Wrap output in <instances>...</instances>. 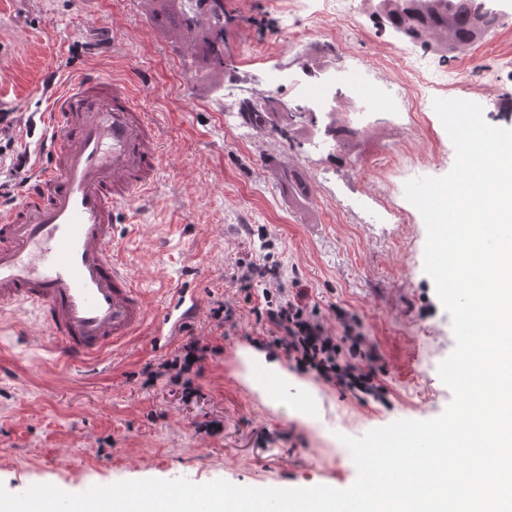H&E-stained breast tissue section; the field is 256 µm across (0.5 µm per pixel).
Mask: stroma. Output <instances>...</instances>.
Wrapping results in <instances>:
<instances>
[{
	"label": "stroma",
	"instance_id": "1",
	"mask_svg": "<svg viewBox=\"0 0 512 512\" xmlns=\"http://www.w3.org/2000/svg\"><path fill=\"white\" fill-rule=\"evenodd\" d=\"M178 2L0 0V139L44 108L39 87L57 72L130 79L157 121L163 159L152 196L118 217L132 227L118 255L151 312L164 309L170 288L199 299L171 344L132 342L110 354L112 367L101 374L60 362L34 313L0 319V485L11 493L146 479L345 489L358 471L344 437L437 418L452 400L438 367L455 338L424 271L423 217L393 195L406 213L396 223L379 201L393 194L399 158L418 163L422 178L452 169L455 149L434 100L477 103L488 124L512 130V71L501 67L512 58V0H496V27L450 61L381 27L370 0H334L332 11L324 0H297L286 13L273 0H224L233 17L226 73L206 64L200 40L159 19ZM319 46L340 82L362 61H377L372 80L386 94L347 156L292 150L277 134L225 122V102L266 92L287 99L270 88L265 69L302 71ZM399 52L447 73V85L418 98L414 76L389 64ZM408 104L414 113L401 114ZM288 169L302 190L289 187ZM261 248L281 262L285 288H306L328 325L338 308L359 318L380 359L385 401L292 369L252 315L216 330L215 301L240 298L229 279L236 261ZM193 335L224 349L196 379V394L165 377L148 380L145 367L173 357ZM239 347L308 394L318 412L267 400L246 363L225 375V356ZM57 457L69 466L56 467Z\"/></svg>",
	"mask_w": 512,
	"mask_h": 512
}]
</instances>
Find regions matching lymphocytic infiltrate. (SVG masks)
Segmentation results:
<instances>
[{"label": "lymphocytic infiltrate", "instance_id": "f902f5d3", "mask_svg": "<svg viewBox=\"0 0 512 512\" xmlns=\"http://www.w3.org/2000/svg\"><path fill=\"white\" fill-rule=\"evenodd\" d=\"M231 281L239 291L262 290L261 302L251 309L256 323L265 325L273 345L281 348L289 362L303 372H315L330 386L380 398L384 387L377 380V356L367 344L360 320L340 310L336 318L341 333L325 325L317 304L311 303L305 289L288 292L280 287L278 263L262 257L237 262ZM221 347L198 339L183 344L173 359L149 368L150 377H169L178 381L185 376H201Z\"/></svg>", "mask_w": 512, "mask_h": 512}]
</instances>
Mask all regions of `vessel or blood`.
<instances>
[{
    "mask_svg": "<svg viewBox=\"0 0 512 512\" xmlns=\"http://www.w3.org/2000/svg\"><path fill=\"white\" fill-rule=\"evenodd\" d=\"M41 112L45 161L21 202L0 210V316L36 313L66 362H87L142 331L167 345L196 314L195 296L176 293L151 314L114 251L120 208L153 192L161 165L158 128L127 80L84 71L52 87ZM253 382L274 398L283 382L253 366Z\"/></svg>",
    "mask_w": 512,
    "mask_h": 512,
    "instance_id": "1",
    "label": "vessel or blood"
}]
</instances>
